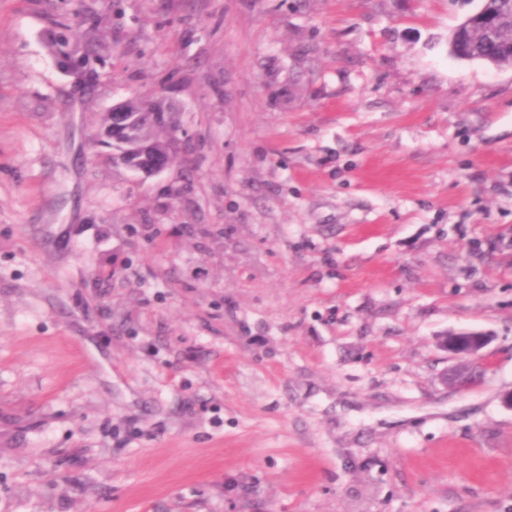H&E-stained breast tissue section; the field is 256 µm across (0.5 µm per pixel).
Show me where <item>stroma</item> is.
<instances>
[{"mask_svg": "<svg viewBox=\"0 0 512 512\" xmlns=\"http://www.w3.org/2000/svg\"><path fill=\"white\" fill-rule=\"evenodd\" d=\"M478 5L0 0V512H512ZM158 92L176 162L114 166L101 114ZM490 338L481 332H460L448 336L443 347L456 359L455 367L448 374V382L457 389H468L475 385L472 367L483 357Z\"/></svg>", "mask_w": 512, "mask_h": 512, "instance_id": "obj_1", "label": "stroma"}]
</instances>
